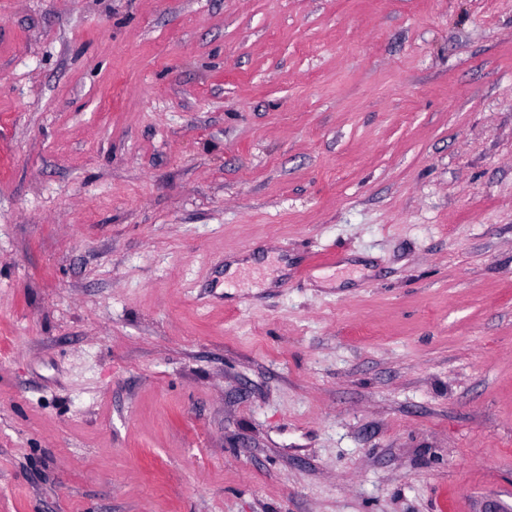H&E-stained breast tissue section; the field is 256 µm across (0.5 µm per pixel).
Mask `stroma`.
I'll list each match as a JSON object with an SVG mask.
<instances>
[{"instance_id":"stroma-1","label":"stroma","mask_w":512,"mask_h":512,"mask_svg":"<svg viewBox=\"0 0 512 512\" xmlns=\"http://www.w3.org/2000/svg\"><path fill=\"white\" fill-rule=\"evenodd\" d=\"M0 512H512V0H0Z\"/></svg>"}]
</instances>
